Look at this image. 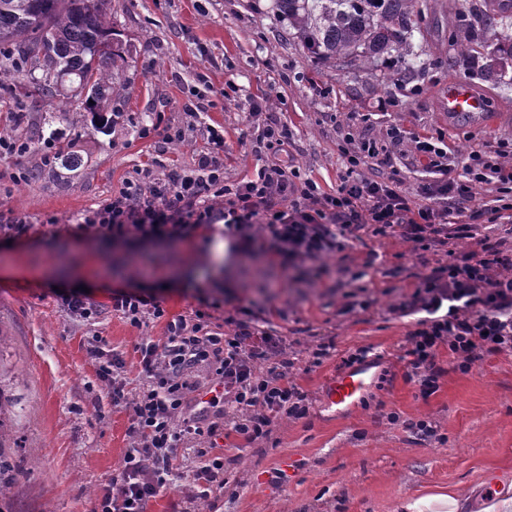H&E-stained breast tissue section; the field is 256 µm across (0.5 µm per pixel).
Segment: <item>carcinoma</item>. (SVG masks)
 <instances>
[{"label":"carcinoma","instance_id":"obj_1","mask_svg":"<svg viewBox=\"0 0 512 512\" xmlns=\"http://www.w3.org/2000/svg\"><path fill=\"white\" fill-rule=\"evenodd\" d=\"M288 38L335 71L352 70L378 82L412 79L422 66L421 34L427 0H273ZM467 19L453 34L461 56L490 49L487 71L495 84L512 86V0H485L469 9L455 2ZM18 54L5 73L39 69L31 84L52 104L80 96L81 107L104 119L112 95L123 90L117 60L122 48L112 41V22L102 0H0V48ZM18 412L0 384V501L15 480L5 457L7 422Z\"/></svg>","mask_w":512,"mask_h":512}]
</instances>
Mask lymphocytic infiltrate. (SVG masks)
<instances>
[{"label":"lymphocytic infiltrate","mask_w":512,"mask_h":512,"mask_svg":"<svg viewBox=\"0 0 512 512\" xmlns=\"http://www.w3.org/2000/svg\"><path fill=\"white\" fill-rule=\"evenodd\" d=\"M250 110L264 118L260 141L273 157L255 178L225 184L224 132L212 126L195 169L171 172L158 182L124 181L110 199L81 214L78 229L110 242L206 239L219 231L281 270L308 263L318 271L368 226L427 248L471 237L475 222L512 210V166L505 152L473 148L462 174L453 178L447 149L432 136L412 134L420 158L441 177L410 192L395 173L392 152L368 138L358 150L344 151L336 188L327 192L293 165L291 136L275 113L258 102ZM372 163L388 169V176H366L363 169ZM492 180L498 205L470 208L473 187ZM110 300L132 326L165 319L166 336L163 343L145 338L136 346L146 381L132 402V446L91 512H145L150 499L169 488L179 444L223 434L221 422L185 409L196 370H206L221 389L211 406L235 407L231 427L245 440L268 438L276 415H306L307 396L291 378L295 362L278 338L258 328L252 305H238L227 332L220 333L204 328L200 310L192 325L183 316H168L152 293L116 289ZM396 311L423 315L409 334L406 354L421 395L430 397L446 374L440 347L466 371L485 356L512 350V251L485 241L477 250L449 252L447 263L425 266L415 276Z\"/></svg>","instance_id":"f902f5d3"}]
</instances>
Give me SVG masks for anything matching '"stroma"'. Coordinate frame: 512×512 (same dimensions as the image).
I'll use <instances>...</instances> for the list:
<instances>
[{
    "instance_id": "1",
    "label": "stroma",
    "mask_w": 512,
    "mask_h": 512,
    "mask_svg": "<svg viewBox=\"0 0 512 512\" xmlns=\"http://www.w3.org/2000/svg\"><path fill=\"white\" fill-rule=\"evenodd\" d=\"M421 43L425 66L407 82L384 86L351 71L335 72L284 35L271 0H106L112 26L129 48L121 66L125 90L113 100L106 128L79 106L42 107L21 85L0 91V135L27 142L26 153L0 158V218H27L26 238L0 241V375L21 409L10 459L18 475L0 512H90L96 493L120 473L131 446V408L144 382L136 345L163 341L164 322L131 326L113 311L116 288L161 294L169 315L193 319L201 298L211 330L224 331L239 300L255 301L272 335L295 358L294 382L308 396L304 418H274L270 440L245 441L225 429L223 492L198 498L192 479L152 499L146 512H395L406 498L457 488L484 497L488 478L512 480V351L486 357L467 372L440 348L447 373L422 398L408 376L404 351L418 315L394 305L414 273L444 264L445 251L397 236L360 232L325 262L321 279L305 269L270 267L256 257L203 249L200 239L111 244L78 231L72 219L97 207L145 165L163 179L196 165L208 127L224 129V180L250 178L267 156L254 142L261 117L251 102L270 104L294 142L305 177L332 190L342 148L362 138L392 144L407 190L434 180L408 135L441 133L458 161L473 144L490 151L512 145V89L486 77L485 55L459 56L448 29L459 17L452 0H432ZM466 79L500 114L498 123H449L442 98ZM222 104H214L215 91ZM194 111H186L187 99ZM162 118L157 135L143 126ZM171 141H164V134ZM67 157L45 164L52 139ZM55 225H48V218ZM376 260L365 265L367 252ZM87 287L101 306L97 319L70 315L53 288ZM123 361L125 403L112 404L89 354L93 337ZM370 352L372 383L360 402L336 414L327 381L357 350ZM430 423L435 437L413 436L407 424Z\"/></svg>"
}]
</instances>
